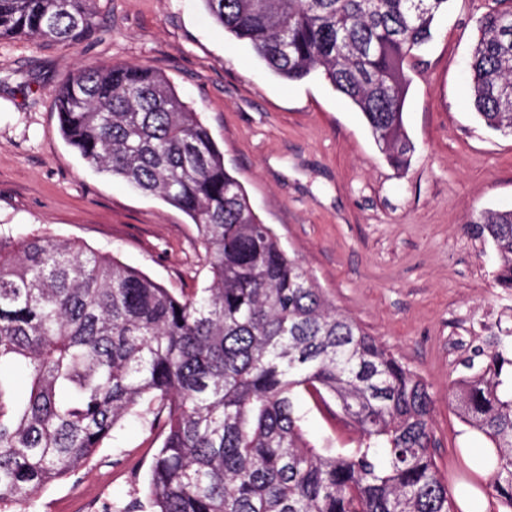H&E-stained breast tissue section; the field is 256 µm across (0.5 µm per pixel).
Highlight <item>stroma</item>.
Masks as SVG:
<instances>
[{
  "instance_id": "35a3bbf8",
  "label": "stroma",
  "mask_w": 512,
  "mask_h": 512,
  "mask_svg": "<svg viewBox=\"0 0 512 512\" xmlns=\"http://www.w3.org/2000/svg\"><path fill=\"white\" fill-rule=\"evenodd\" d=\"M496 0H450L411 61L404 113L415 150L389 165L358 109L319 74L287 81L225 34L203 0H95L98 27L79 45L0 43V236L76 241L174 293L208 284L196 224L161 198L90 167L63 139L58 88L90 61L164 74L198 112L261 221L337 311L425 381L434 457L462 484L487 440L459 418L455 383L512 340V290L495 281L491 244L472 222L512 209V135L488 129L465 70L479 18ZM319 448L355 433L312 402ZM151 414L128 418L75 475L0 512H124L145 498L161 445Z\"/></svg>"
}]
</instances>
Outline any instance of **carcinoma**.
<instances>
[{"instance_id": "cac0c4a2", "label": "carcinoma", "mask_w": 512, "mask_h": 512, "mask_svg": "<svg viewBox=\"0 0 512 512\" xmlns=\"http://www.w3.org/2000/svg\"><path fill=\"white\" fill-rule=\"evenodd\" d=\"M94 0H0V41L80 43ZM224 32L289 81L313 72L362 113L406 167L413 52L448 0H204ZM473 107L512 134V7L478 21ZM64 140L90 166L158 195L201 233L210 284L178 296L83 245L0 237V504L80 469L128 415L162 443L153 512H462L432 452L424 381L321 288L255 214L198 114L161 73L89 63L59 88ZM496 282L512 290V210L486 211ZM336 407L352 446L316 448L298 403ZM478 461L512 510V342L455 383Z\"/></svg>"}]
</instances>
